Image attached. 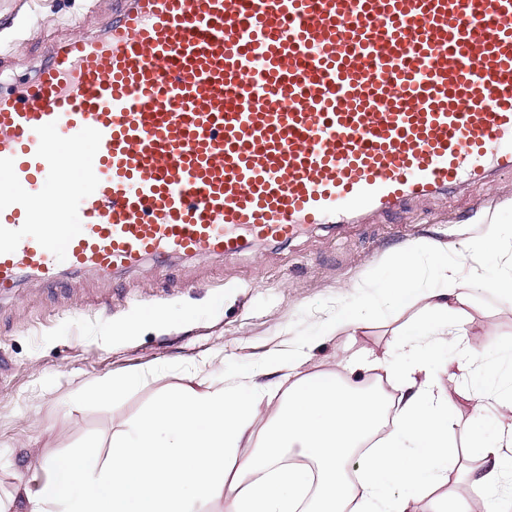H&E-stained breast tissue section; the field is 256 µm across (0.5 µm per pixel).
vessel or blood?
Segmentation results:
<instances>
[{"label":"vessel or blood","mask_w":512,"mask_h":512,"mask_svg":"<svg viewBox=\"0 0 512 512\" xmlns=\"http://www.w3.org/2000/svg\"><path fill=\"white\" fill-rule=\"evenodd\" d=\"M503 173L512 0H125L0 86V296L232 258Z\"/></svg>","instance_id":"1"}]
</instances>
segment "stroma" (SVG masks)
<instances>
[{"mask_svg":"<svg viewBox=\"0 0 512 512\" xmlns=\"http://www.w3.org/2000/svg\"><path fill=\"white\" fill-rule=\"evenodd\" d=\"M116 8V0H0V74L13 82L34 76L43 44L100 32ZM491 217L500 226L496 250H463L479 221ZM431 241L447 245L449 262L478 269L485 281L512 274V175L469 182L442 199L412 200L360 224L315 228L285 245H255L234 259L148 261L107 279L75 276L60 289L22 282L0 298V498L11 497L20 474L37 490L51 459L85 443L108 451L114 423L189 377L219 381L258 369L269 350L311 346L313 371L361 357L407 362L395 332L421 317L420 307L369 310L367 325L353 335L322 329L359 305L353 283L388 269L400 248L419 249L422 279L431 283ZM144 302L159 312L189 309L193 318L123 334ZM466 312L476 368H460L455 352L444 350L434 376L453 394L469 389L477 374L485 395H505L512 389V360L502 353L512 346V295L475 289ZM134 371L146 379L134 392L80 402L94 383Z\"/></svg>","mask_w":512,"mask_h":512,"instance_id":"obj_1","label":"stroma"}]
</instances>
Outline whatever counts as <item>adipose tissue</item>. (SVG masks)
<instances>
[{
  "instance_id": "adipose-tissue-1",
  "label": "adipose tissue",
  "mask_w": 512,
  "mask_h": 512,
  "mask_svg": "<svg viewBox=\"0 0 512 512\" xmlns=\"http://www.w3.org/2000/svg\"><path fill=\"white\" fill-rule=\"evenodd\" d=\"M436 285L422 287L415 249L401 250L388 272L356 282L368 302L422 304L424 317L400 328L397 345L414 361L377 358L373 370L403 388L388 404L382 387L347 381L333 370L307 371L309 348L267 354L261 374L202 378L168 393L112 432L108 453L79 449L55 458L50 476L22 499V512H411L418 499L450 482L473 496L454 512H480L512 467V395L472 389L477 412L492 414L494 438L470 434L482 469L464 470L454 445L455 404L431 377L438 347L473 358L465 312L479 271L461 278L444 245L428 247Z\"/></svg>"
}]
</instances>
